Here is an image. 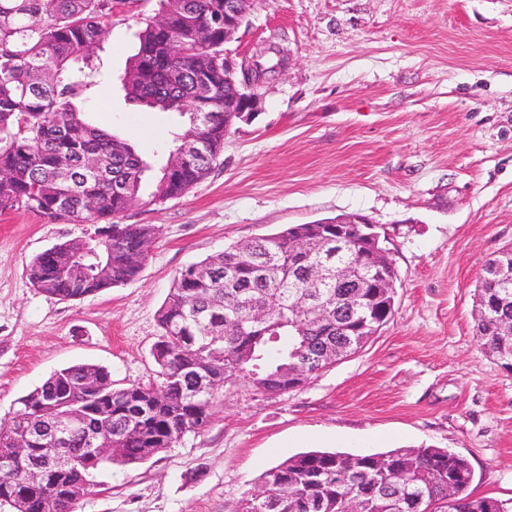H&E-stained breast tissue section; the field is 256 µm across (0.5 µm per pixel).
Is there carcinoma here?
Listing matches in <instances>:
<instances>
[{"label": "carcinoma", "mask_w": 512, "mask_h": 512, "mask_svg": "<svg viewBox=\"0 0 512 512\" xmlns=\"http://www.w3.org/2000/svg\"><path fill=\"white\" fill-rule=\"evenodd\" d=\"M117 0H0V212L24 208L72 223L97 224L103 236L63 242L54 254L37 255L27 269L33 287L61 300H78L125 285L140 275L148 258L143 240L148 224H122L129 201L160 206L203 180L224 152V68L213 65L224 50V0H161L167 26L143 23L138 48L127 64L134 78L123 90L131 104L182 118L173 147L156 174L146 159L112 127L91 121L83 94L97 85L100 63L81 54L112 24ZM275 63L258 59L243 76L259 79ZM318 240L331 268L326 282L310 288L303 264L288 260V239ZM334 224H295L232 246L187 267L175 278L158 311L159 341L153 350L155 382L112 387L111 373L78 364L54 372L18 399L10 420L0 425V502L12 512H43L56 497L60 512H74L73 498L90 491L94 473L106 465L134 466L171 447L212 419L219 390L244 382L269 394L288 391V376L305 377L332 362L336 346L363 336H346L375 309L361 305L363 288L336 284ZM498 295L512 314V287L479 289ZM318 305L316 321L294 317L293 307ZM267 310L257 323L253 312ZM486 349L512 356V339L478 328ZM69 417L83 428L71 431L75 463L52 474L40 488L26 483L24 464L8 463L11 433L25 424L37 429ZM112 440V454L87 460L85 428ZM397 469L373 466V455L312 451L267 470L261 483L279 507L273 512H346L360 497L364 512H476L485 502L467 493L469 462L453 451L420 446L386 452ZM456 503L448 504V493Z\"/></svg>", "instance_id": "1"}]
</instances>
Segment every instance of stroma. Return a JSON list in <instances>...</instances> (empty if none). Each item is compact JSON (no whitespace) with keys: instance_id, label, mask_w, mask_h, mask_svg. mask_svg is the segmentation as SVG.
Wrapping results in <instances>:
<instances>
[{"instance_id":"35a3bbf8","label":"stroma","mask_w":512,"mask_h":512,"mask_svg":"<svg viewBox=\"0 0 512 512\" xmlns=\"http://www.w3.org/2000/svg\"><path fill=\"white\" fill-rule=\"evenodd\" d=\"M160 0L116 5L97 54L92 118L152 161L172 114L121 78ZM287 53L256 117L235 124L206 179L156 209L138 280L62 301L34 288V257L93 232L25 209L0 213V419L53 372L156 377L157 311L178 273L294 224L359 214L397 271L391 320L357 354L297 389L226 387L209 426L136 466H107L76 512H238L261 475L311 450L432 445L467 458L476 497L512 502V371L481 348L474 310L487 258L512 247V0H255L231 47Z\"/></svg>"}]
</instances>
